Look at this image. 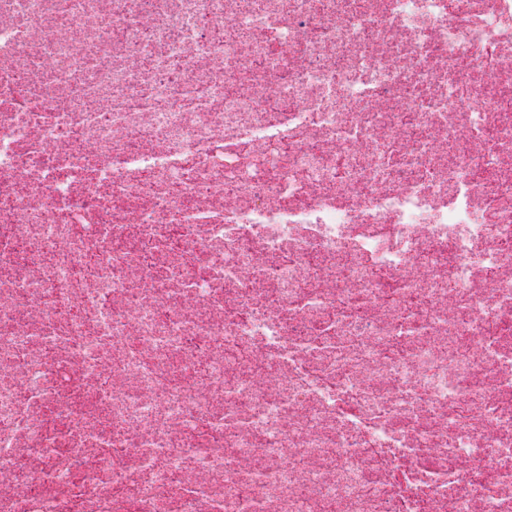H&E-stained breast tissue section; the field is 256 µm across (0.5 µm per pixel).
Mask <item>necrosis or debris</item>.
<instances>
[{"label": "necrosis or debris", "mask_w": 512, "mask_h": 512, "mask_svg": "<svg viewBox=\"0 0 512 512\" xmlns=\"http://www.w3.org/2000/svg\"><path fill=\"white\" fill-rule=\"evenodd\" d=\"M0 512H512V0H0Z\"/></svg>", "instance_id": "1"}]
</instances>
